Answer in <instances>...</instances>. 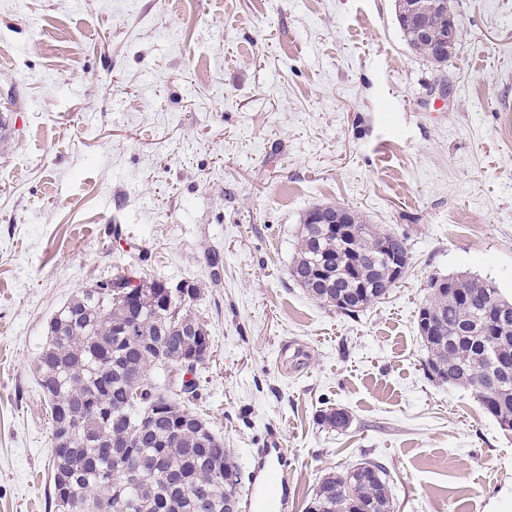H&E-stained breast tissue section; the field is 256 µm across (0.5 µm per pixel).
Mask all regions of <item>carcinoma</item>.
Here are the masks:
<instances>
[{"instance_id":"obj_1","label":"carcinoma","mask_w":512,"mask_h":512,"mask_svg":"<svg viewBox=\"0 0 512 512\" xmlns=\"http://www.w3.org/2000/svg\"><path fill=\"white\" fill-rule=\"evenodd\" d=\"M406 44L434 65L443 60L415 36V21L395 3ZM421 24L447 27L442 11ZM335 205L304 213L289 275L319 303L356 316L391 292L394 257L408 256L405 237L350 212L355 226L336 224ZM317 215L324 224H312ZM120 274L67 301L50 318L36 374L51 420V481L57 512H225L239 501L242 475L230 449L195 411L200 381L180 373L195 349L211 342L208 325L191 313L200 287ZM420 310L433 313L431 334L419 327L425 371L438 383L471 390L483 412L512 431V299L491 281L466 275L433 278ZM345 428L341 408L321 411ZM119 447L114 448L112 444ZM161 462L163 471L154 468ZM385 468L367 461L325 475L309 512H391Z\"/></svg>"}]
</instances>
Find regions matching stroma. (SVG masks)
<instances>
[{
    "label": "stroma",
    "instance_id": "1",
    "mask_svg": "<svg viewBox=\"0 0 512 512\" xmlns=\"http://www.w3.org/2000/svg\"><path fill=\"white\" fill-rule=\"evenodd\" d=\"M451 4L437 67L394 0H0V512H55L49 319L131 270L201 283L199 410L244 473L287 451L285 512L365 461L399 512H512V432L428 379L417 328L434 277L512 298V0ZM322 204L407 240L403 280L355 317L288 274Z\"/></svg>",
    "mask_w": 512,
    "mask_h": 512
}]
</instances>
